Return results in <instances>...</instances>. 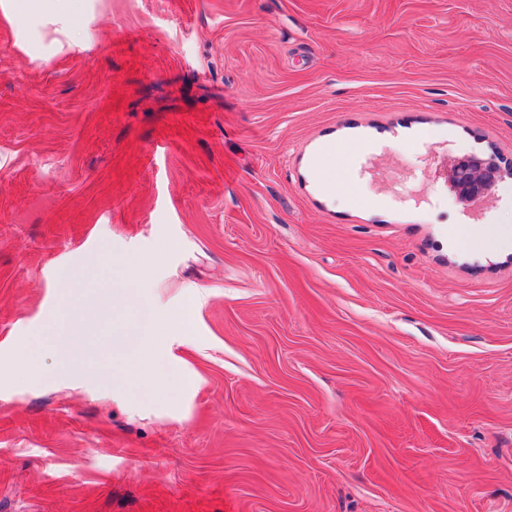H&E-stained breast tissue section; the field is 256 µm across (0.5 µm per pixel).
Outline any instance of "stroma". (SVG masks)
<instances>
[{"mask_svg": "<svg viewBox=\"0 0 512 512\" xmlns=\"http://www.w3.org/2000/svg\"><path fill=\"white\" fill-rule=\"evenodd\" d=\"M494 151L512 0L0 10V359L50 377L0 389V512H512V177H447ZM109 253L184 388L103 381ZM504 174L512 175L510 161L492 152L489 156L454 159L448 169V181L460 201L475 202L490 193Z\"/></svg>", "mask_w": 512, "mask_h": 512, "instance_id": "stroma-1", "label": "stroma"}]
</instances>
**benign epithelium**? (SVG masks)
<instances>
[{
	"mask_svg": "<svg viewBox=\"0 0 512 512\" xmlns=\"http://www.w3.org/2000/svg\"><path fill=\"white\" fill-rule=\"evenodd\" d=\"M512 175V163L492 152L488 156L468 155L452 161L448 181L462 202H475Z\"/></svg>",
	"mask_w": 512,
	"mask_h": 512,
	"instance_id": "7a95c632",
	"label": "benign epithelium"
}]
</instances>
